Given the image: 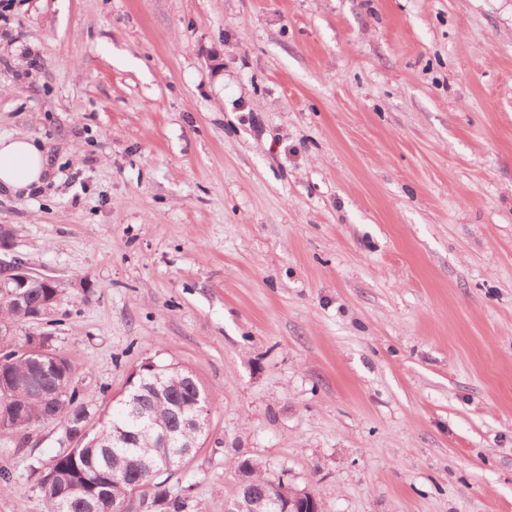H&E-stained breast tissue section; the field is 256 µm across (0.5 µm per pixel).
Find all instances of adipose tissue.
<instances>
[{
	"label": "adipose tissue",
	"mask_w": 512,
	"mask_h": 512,
	"mask_svg": "<svg viewBox=\"0 0 512 512\" xmlns=\"http://www.w3.org/2000/svg\"><path fill=\"white\" fill-rule=\"evenodd\" d=\"M48 158L32 140L0 136V190L30 191L42 184L48 172Z\"/></svg>",
	"instance_id": "1"
}]
</instances>
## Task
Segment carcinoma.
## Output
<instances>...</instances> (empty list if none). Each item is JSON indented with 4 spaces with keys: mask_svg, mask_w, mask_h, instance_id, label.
<instances>
[{
    "mask_svg": "<svg viewBox=\"0 0 512 512\" xmlns=\"http://www.w3.org/2000/svg\"><path fill=\"white\" fill-rule=\"evenodd\" d=\"M0 321L18 324L26 321L22 314L7 300H0ZM161 379L168 396H154L151 386ZM206 396L205 390L188 372L174 365H160L155 372L143 371L138 379L137 396L144 409L143 422L150 426L147 431L128 417V407L118 402L112 413L106 415L100 426L89 424L92 402L77 398L69 408L61 412L60 422L67 428L88 427L90 434L79 439V445L55 458L54 471H44L40 478V489L48 505V512H57V498L68 496L67 512H84L83 498L91 490L104 493L110 499L123 500L134 485L149 483L154 502L165 512H190L191 504L178 497L169 496L167 481L173 472L160 466L158 472L143 470V449L158 444V433L163 428H173L178 423L176 413L192 412L196 395ZM18 407L22 409L21 421L16 430L23 431L40 421L42 405L26 394H0V409ZM242 481L252 486L255 496L262 495L273 478L268 476L260 463L249 458L238 463Z\"/></svg>",
    "mask_w": 512,
    "mask_h": 512,
    "instance_id": "carcinoma-1",
    "label": "carcinoma"
}]
</instances>
